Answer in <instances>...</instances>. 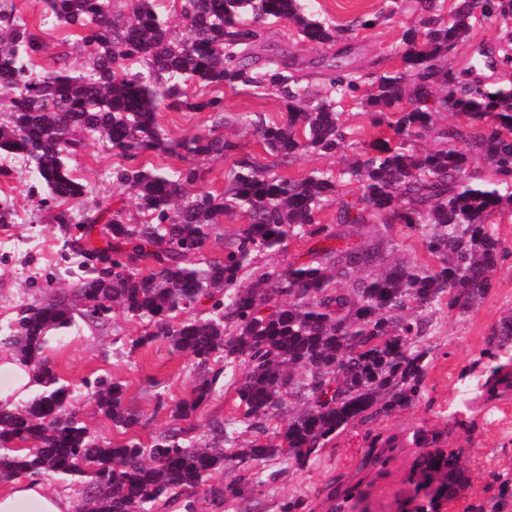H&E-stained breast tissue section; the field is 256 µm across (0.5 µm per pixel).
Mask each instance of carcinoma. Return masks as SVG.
<instances>
[{
    "label": "carcinoma",
    "mask_w": 512,
    "mask_h": 512,
    "mask_svg": "<svg viewBox=\"0 0 512 512\" xmlns=\"http://www.w3.org/2000/svg\"><path fill=\"white\" fill-rule=\"evenodd\" d=\"M187 29L175 32L156 0H42L44 17L81 31V48L91 68L86 77L63 63L41 74L29 71L32 57L47 45L0 4V154L21 156L44 198L81 201L86 187L69 162L97 134L108 150L129 164L112 169V182L137 200L142 218L133 221L118 207L85 206L79 214L61 209L58 224L104 223L101 243H71L79 256L60 272L75 282V294L60 293L24 308L0 342L35 368L39 392L21 409L0 407V482L22 477L71 476L83 486V512H150L171 493L203 489L224 500V485L210 484L224 460L238 457L243 470L279 454L297 463L346 427L389 416L422 398L425 345L439 326L442 310L466 314L484 298L504 258L488 220L512 211V81L503 85L489 67L512 73V0H455L450 12L440 0H421L419 25L404 31L396 46L401 67L378 76L360 104L373 125H387L388 138L362 146L358 159L339 174L313 170L299 178L273 172L275 165L254 157L236 160L221 193L193 194L204 180L197 163L239 150L217 133L224 125V98H199L191 86L236 89L265 87L288 101L286 117L265 122L245 116L264 149L284 163L309 151L334 156L346 133L336 111L356 93L362 79L340 66L328 76L327 94L301 105L307 93L282 64L255 71L238 51L262 35L269 19L295 27L301 42L332 47L344 29L317 17L308 0H180ZM392 0L366 28L391 19ZM481 21L500 25L501 54L486 52L464 69L448 56ZM142 69L132 70L133 64ZM409 105H404V102ZM214 113V128L180 140L164 137L161 109ZM437 112L466 119L439 133L441 144L418 149L411 142L434 128ZM478 150L495 178L476 181L471 151ZM166 152L195 162L170 169L135 163L146 152ZM356 187L351 201L338 199L341 187ZM338 204L336 224L321 217L326 203ZM239 209L246 222L224 238V257L210 260L214 230L224 213ZM365 224H397L417 235L426 262L396 263L377 270L379 246L354 242ZM310 244L305 261L288 270L266 266L245 280L244 270L260 253L280 250L285 240ZM149 259L146 274L135 263ZM119 307L148 320L142 341L163 338L192 357L197 378L192 395L175 405L173 419H186L212 396L224 372L246 366L237 387L251 448L228 447L230 433L215 423L202 444L183 441L182 429L144 443L140 412L126 404L119 381H84L97 409L128 438L94 439L69 409L73 390L55 366L39 356L46 337L62 335L75 318L104 325ZM490 366L469 384L489 401L512 389V313L491 328ZM300 404L284 412L286 404ZM281 422V444L267 441L273 420ZM439 433L420 429L413 442L430 448ZM464 450L427 452L416 463L424 482L440 481L436 496L457 494Z\"/></svg>",
    "instance_id": "obj_1"
}]
</instances>
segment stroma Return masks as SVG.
<instances>
[{
    "label": "stroma",
    "instance_id": "obj_1",
    "mask_svg": "<svg viewBox=\"0 0 512 512\" xmlns=\"http://www.w3.org/2000/svg\"><path fill=\"white\" fill-rule=\"evenodd\" d=\"M385 5L386 0H317L320 16L348 28L334 47L301 43L294 27L273 22L266 24L263 37L248 52L257 66L288 63L290 73L312 92L324 89V76L337 59L366 80H373L400 68L395 46L403 31L417 25L421 17L418 0H401L400 9L389 21L370 28L354 26L355 18L377 13ZM13 16L50 46L36 58V69L52 66L56 52L64 51L74 71L89 74L77 44L78 32L45 21L41 0H13ZM286 110L278 95L254 87L225 91L222 133L238 143L240 153L263 156L256 136L245 131L239 119L246 113H259L275 121ZM337 110L348 132L344 148L330 159L308 154L278 165V174L298 177L316 169L340 171L364 142L376 136L370 117L355 100H342ZM123 162V157L90 137L80 154L72 157L70 168L89 188V200L110 208L123 206L132 213L136 210L134 197L113 184L111 177L112 169ZM33 184L26 167H0V198L10 199L22 217L15 224H0V337L22 308L71 288L70 283L57 280L55 272L69 254L67 234H80L81 229L75 225L70 232H63L52 223L50 211L38 210L30 194ZM492 222L508 255L497 268L485 298L463 318L443 317L439 333L429 339L420 401L389 417L349 426L301 466L276 457L252 463L245 473L237 461H226L223 471L212 479L227 485L243 483L242 497L218 503L196 492L179 495V502L193 503L195 512H409V505L433 496L431 488L409 479L420 451L408 440L414 430L427 428L442 432L443 450L466 451L462 459L464 485L438 512H467L473 505L485 512H512V498L500 494L503 479H512V390L484 407L464 404L458 393L466 380L487 365L484 351L492 326L512 312V213L495 216ZM146 329V322L117 309L108 326L79 319L64 336L48 337L43 346L42 357L74 388L72 409L100 441H117L123 434L98 411L83 379L105 376L126 386L128 404L143 416L145 425L139 436L145 442L178 424L171 417V408L191 395L196 379L191 357L176 351L165 339L144 341ZM241 414L233 380L222 377L210 400L178 425L186 439L200 443L213 422H236ZM378 434L394 437L393 447H371L372 437Z\"/></svg>",
    "mask_w": 512,
    "mask_h": 512
}]
</instances>
